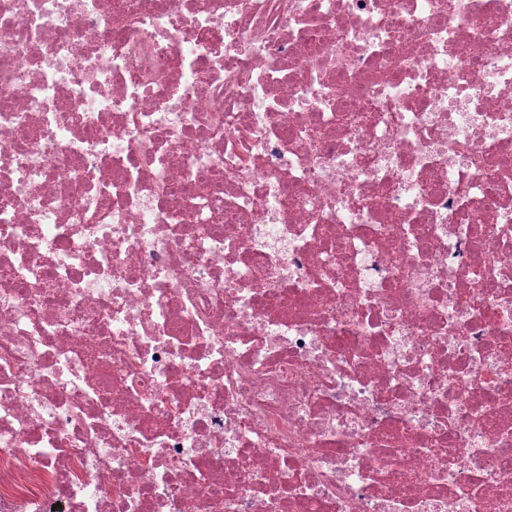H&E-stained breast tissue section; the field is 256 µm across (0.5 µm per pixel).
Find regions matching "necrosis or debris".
<instances>
[{"label": "necrosis or debris", "mask_w": 512, "mask_h": 512, "mask_svg": "<svg viewBox=\"0 0 512 512\" xmlns=\"http://www.w3.org/2000/svg\"><path fill=\"white\" fill-rule=\"evenodd\" d=\"M0 512H512V0H0Z\"/></svg>", "instance_id": "1"}]
</instances>
